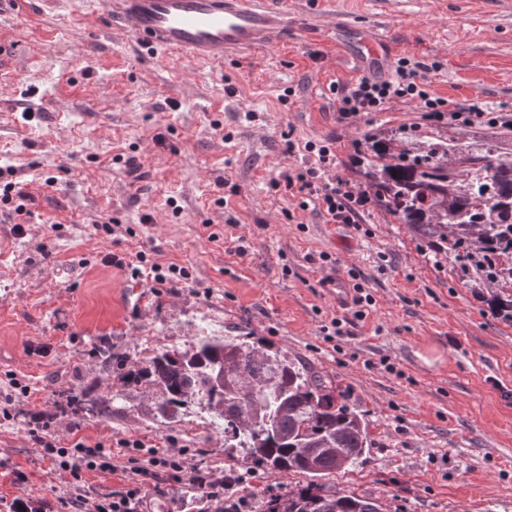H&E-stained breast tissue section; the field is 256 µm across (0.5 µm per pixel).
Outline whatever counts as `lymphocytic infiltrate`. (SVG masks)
<instances>
[{
  "mask_svg": "<svg viewBox=\"0 0 512 512\" xmlns=\"http://www.w3.org/2000/svg\"><path fill=\"white\" fill-rule=\"evenodd\" d=\"M426 64L403 57L398 59L391 76L384 80L360 78L350 86L342 87L338 97V112L347 119L363 112H381L403 101L417 103L427 118L468 126L481 121L512 127V114L497 112L474 104L466 108L449 106L447 100L435 96L425 77ZM304 149L316 160L305 170L287 178L288 186L313 201L327 223L358 226L360 214L368 206V198L354 191L342 181L333 180L329 171L336 164L331 144L306 142ZM120 453H112L104 444H86L77 440L63 465L76 483L77 493L68 497L64 505L71 512H144L143 489L150 481L160 478L193 485L208 501L220 502L224 492L240 483L236 474L203 471L188 465L185 450L176 446L174 439L162 444H148L139 438L120 440ZM123 471L127 480L121 491L109 496L91 498L85 494L83 478L94 471Z\"/></svg>",
  "mask_w": 512,
  "mask_h": 512,
  "instance_id": "obj_1",
  "label": "lymphocytic infiltrate"
}]
</instances>
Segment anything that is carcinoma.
<instances>
[{
	"label": "carcinoma",
	"instance_id": "carcinoma-1",
	"mask_svg": "<svg viewBox=\"0 0 512 512\" xmlns=\"http://www.w3.org/2000/svg\"><path fill=\"white\" fill-rule=\"evenodd\" d=\"M370 202L424 237L489 249L512 280V155L471 149L448 132L368 134L353 158ZM244 386H221L219 371ZM126 386L159 393L155 417L174 420L203 404L224 423V447L247 448L253 466L302 473L305 485L265 502L264 512H381L375 499L319 479L359 464L368 425L344 394L288 352L248 336H201L123 374Z\"/></svg>",
	"mask_w": 512,
	"mask_h": 512
}]
</instances>
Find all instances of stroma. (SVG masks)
<instances>
[{
  "label": "stroma",
  "instance_id": "1",
  "mask_svg": "<svg viewBox=\"0 0 512 512\" xmlns=\"http://www.w3.org/2000/svg\"><path fill=\"white\" fill-rule=\"evenodd\" d=\"M90 0L0 6V167L27 212L0 207V512H66L72 478L30 434L43 414L57 446L171 437L205 470L249 476L241 512L305 484L251 467L207 409L154 418L157 395L102 363L189 348L204 331L277 347L344 391L369 425L365 461L328 485L382 512H512V320L491 311L498 285L465 273L407 224L368 207L358 228L326 223L281 184L332 142L331 175L356 186L364 131L428 132L412 102L340 121L337 86L359 79L317 27L264 57L214 64L148 57ZM347 20L390 35L394 58L436 64V96L512 113V0H334ZM462 145L512 154V127H456ZM114 232H107L111 220ZM139 261L133 274L131 261ZM168 269L153 286L152 265ZM361 284L357 320L325 279ZM344 333L323 332L332 318ZM110 396L73 416L67 402ZM147 512H205L197 490L159 482Z\"/></svg>",
  "mask_w": 512,
  "mask_h": 512
}]
</instances>
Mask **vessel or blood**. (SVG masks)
<instances>
[{"mask_svg": "<svg viewBox=\"0 0 512 512\" xmlns=\"http://www.w3.org/2000/svg\"><path fill=\"white\" fill-rule=\"evenodd\" d=\"M288 0H93L91 16L154 54L180 53L220 62L242 53H259L287 40L295 26ZM323 31L348 32L361 64L384 70L391 47L387 36L369 28L351 29L344 16L319 13Z\"/></svg>", "mask_w": 512, "mask_h": 512, "instance_id": "1", "label": "vessel or blood"}]
</instances>
